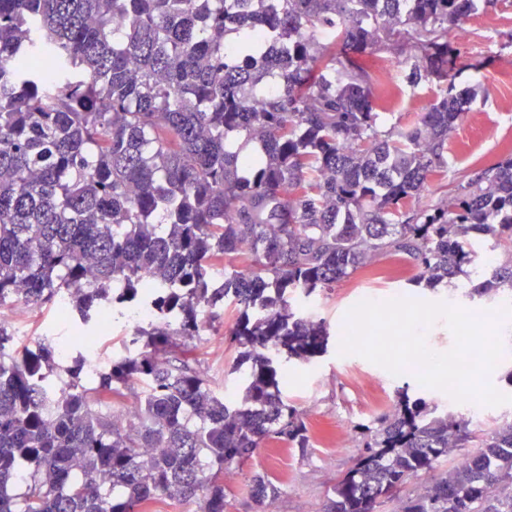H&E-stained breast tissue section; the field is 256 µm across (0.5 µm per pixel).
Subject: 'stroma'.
Here are the masks:
<instances>
[{
  "label": "stroma",
  "instance_id": "35a3bbf8",
  "mask_svg": "<svg viewBox=\"0 0 512 512\" xmlns=\"http://www.w3.org/2000/svg\"><path fill=\"white\" fill-rule=\"evenodd\" d=\"M464 24L469 37L461 50L471 67L457 81L456 90H472L476 96L467 118L448 134V171L443 180L428 185L419 201L423 207L449 199L456 186L467 182L479 169L512 158V8L482 10L467 17ZM412 274L403 260L384 257L370 269L344 279L334 290L310 299V316L324 321L330 332L327 351L311 363L291 364L282 397L307 411L316 445L304 456L298 450H287L283 462L274 452L261 449L225 482L226 512H257L250 477L262 470L278 475L282 482L281 493L270 502L267 512H319L336 482L363 452L349 436L352 425L369 422L387 411L397 390L404 386L428 401L447 403L446 392L418 382L416 365H408L401 374L394 375L360 355L340 352L348 312L368 292L378 301L404 298L444 302L471 313L484 306L479 299L456 298L448 288L412 285ZM235 315L234 305H225L195 340L191 353L197 367L220 392L235 391L238 385L232 367L240 350L229 340ZM13 326L17 331L14 343L20 349L36 347L47 336L65 344L82 330L77 320L60 319L52 303L29 310Z\"/></svg>",
  "mask_w": 512,
  "mask_h": 512
}]
</instances>
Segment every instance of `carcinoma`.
<instances>
[{
  "label": "carcinoma",
  "mask_w": 512,
  "mask_h": 512,
  "mask_svg": "<svg viewBox=\"0 0 512 512\" xmlns=\"http://www.w3.org/2000/svg\"><path fill=\"white\" fill-rule=\"evenodd\" d=\"M506 0H0V308L67 294L83 323L147 306L87 387L83 351H19L0 323V512H149L167 497L224 512V473L313 437L283 401L288 365L326 352L297 304L378 256L415 285L512 300V160L444 204L405 210L448 166L469 100L451 38ZM444 85L405 129L395 87ZM241 138L260 150L228 149ZM238 307L249 366L218 396L186 352L202 318ZM144 388L134 414L104 407ZM364 453L320 512H378L411 476L456 465L401 512H512V421L475 429L404 388L352 428ZM475 452H462V449ZM27 481L21 494L11 489ZM259 509L281 486L250 478Z\"/></svg>",
  "instance_id": "cac0c4a2"
}]
</instances>
